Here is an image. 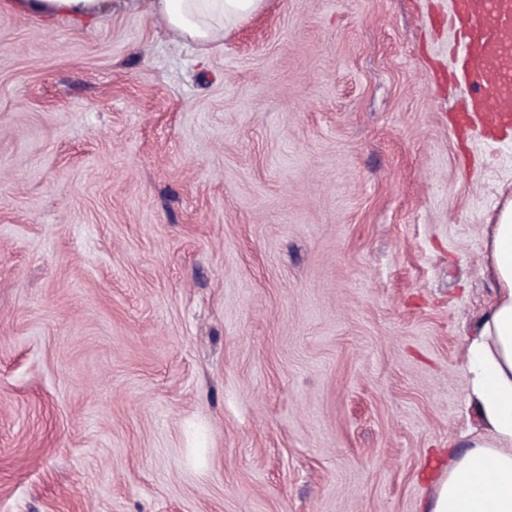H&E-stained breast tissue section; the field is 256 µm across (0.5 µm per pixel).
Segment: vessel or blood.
<instances>
[{
	"label": "vessel or blood",
	"instance_id": "vessel-or-blood-1",
	"mask_svg": "<svg viewBox=\"0 0 512 512\" xmlns=\"http://www.w3.org/2000/svg\"><path fill=\"white\" fill-rule=\"evenodd\" d=\"M458 79L472 92L463 106L488 133L512 132V0H452Z\"/></svg>",
	"mask_w": 512,
	"mask_h": 512
}]
</instances>
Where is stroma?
<instances>
[{"label":"stroma","mask_w":512,"mask_h":512,"mask_svg":"<svg viewBox=\"0 0 512 512\" xmlns=\"http://www.w3.org/2000/svg\"><path fill=\"white\" fill-rule=\"evenodd\" d=\"M449 8L0 5V512H424L512 196ZM7 4L15 10L37 13L44 19L72 21H97L108 9L106 0H10ZM178 37L203 50L222 44L240 23L261 11L266 0H132Z\"/></svg>","instance_id":"obj_1"}]
</instances>
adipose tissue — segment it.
I'll return each mask as SVG.
<instances>
[{"label": "adipose tissue", "mask_w": 512, "mask_h": 512, "mask_svg": "<svg viewBox=\"0 0 512 512\" xmlns=\"http://www.w3.org/2000/svg\"><path fill=\"white\" fill-rule=\"evenodd\" d=\"M265 0H139L147 14L200 47L222 44ZM46 19L97 21L106 0H10ZM484 270L493 297L466 344L468 400L481 421L469 449L436 479L426 512H512V199L487 232Z\"/></svg>", "instance_id": "obj_1"}]
</instances>
